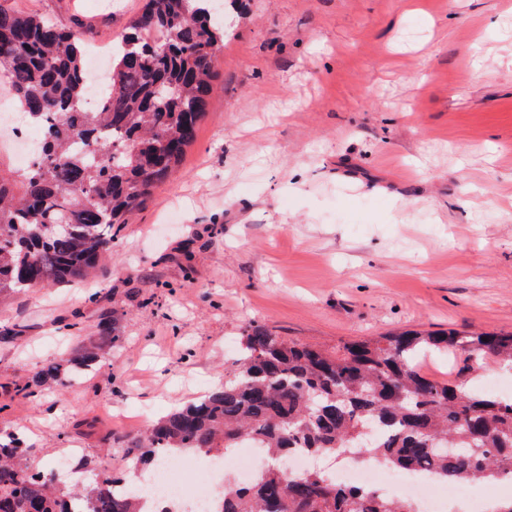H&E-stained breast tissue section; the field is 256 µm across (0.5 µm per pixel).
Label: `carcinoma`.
I'll use <instances>...</instances> for the list:
<instances>
[{
	"label": "carcinoma",
	"mask_w": 512,
	"mask_h": 512,
	"mask_svg": "<svg viewBox=\"0 0 512 512\" xmlns=\"http://www.w3.org/2000/svg\"><path fill=\"white\" fill-rule=\"evenodd\" d=\"M224 28L210 0H146L112 45V75L99 107L85 108L79 33L0 6V82L41 128L38 153L21 169L0 162V301L18 289L82 281L112 253L126 223L178 167L207 110ZM123 336L116 324L42 365L20 391L65 388L90 373ZM462 358L463 371L512 366V333H387L334 351L248 324L224 384L126 437L128 472H149L189 452L219 461L249 444L272 463L296 448L334 455L357 446L399 472L430 468L445 478L491 483L512 475V398L442 381L420 361ZM24 440L0 431V512H144L127 477L106 467L84 488L23 462ZM221 512H415L407 498L346 485L313 469L287 479L262 470L249 485L226 483Z\"/></svg>",
	"instance_id": "obj_1"
}]
</instances>
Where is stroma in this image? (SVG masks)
Returning <instances> with one entry per match:
<instances>
[{
  "mask_svg": "<svg viewBox=\"0 0 512 512\" xmlns=\"http://www.w3.org/2000/svg\"><path fill=\"white\" fill-rule=\"evenodd\" d=\"M144 0H0L108 44ZM176 171L87 282L0 303V430L30 465H125L224 379L252 322L333 350L389 332H512V0H238ZM122 345L16 393L69 336Z\"/></svg>",
  "mask_w": 512,
  "mask_h": 512,
  "instance_id": "stroma-1",
  "label": "stroma"
}]
</instances>
